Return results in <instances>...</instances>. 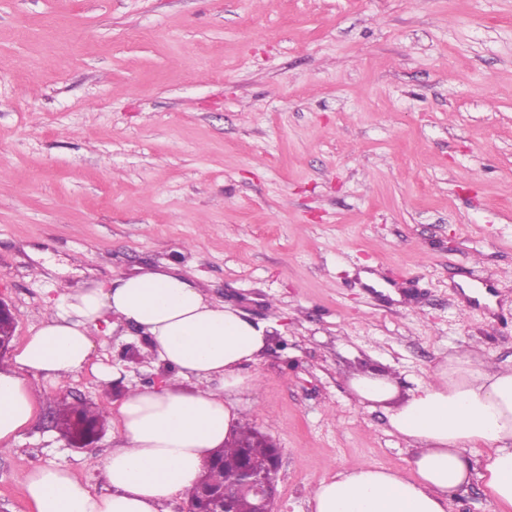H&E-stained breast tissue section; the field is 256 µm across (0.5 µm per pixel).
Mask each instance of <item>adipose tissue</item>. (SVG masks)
<instances>
[{
	"instance_id": "adipose-tissue-1",
	"label": "adipose tissue",
	"mask_w": 512,
	"mask_h": 512,
	"mask_svg": "<svg viewBox=\"0 0 512 512\" xmlns=\"http://www.w3.org/2000/svg\"><path fill=\"white\" fill-rule=\"evenodd\" d=\"M119 322L138 325L149 354L174 375L131 388L111 411L121 444L89 459L109 493L94 492L65 466H36L21 476L32 512H161L173 494L194 486L243 421L241 396L258 378L242 368L257 361L270 327L210 302L169 267L73 288L49 304L38 329L0 367V441L21 438L38 381L71 379ZM350 387L359 404H389L390 427L415 447L414 470L368 461L342 467L316 484L310 512H448L449 497L475 478L512 506V371L466 350L401 401L388 374L355 373Z\"/></svg>"
}]
</instances>
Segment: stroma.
<instances>
[{"instance_id":"obj_1","label":"stroma","mask_w":512,"mask_h":512,"mask_svg":"<svg viewBox=\"0 0 512 512\" xmlns=\"http://www.w3.org/2000/svg\"><path fill=\"white\" fill-rule=\"evenodd\" d=\"M177 268L276 328L243 417L280 448L277 512L332 469L410 470L384 405L476 343L512 368V0H0V298L13 346L59 281ZM122 323L0 443V512L67 466L101 493L61 401L161 383ZM102 364L113 379L92 370ZM352 394L360 405L383 404L396 395L395 379L389 374L361 371L350 378Z\"/></svg>"}]
</instances>
